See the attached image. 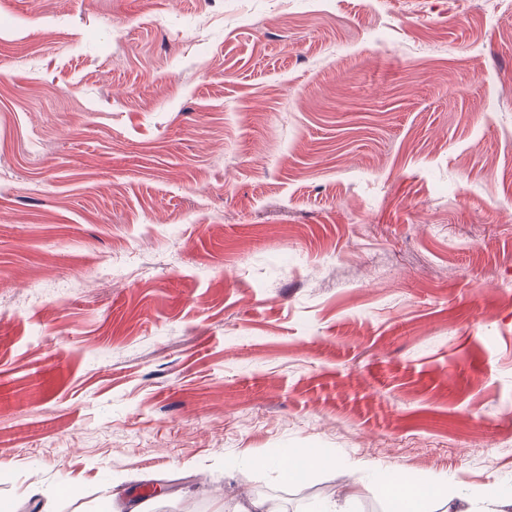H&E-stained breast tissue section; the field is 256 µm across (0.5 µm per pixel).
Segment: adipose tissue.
I'll return each instance as SVG.
<instances>
[{
  "label": "adipose tissue",
  "mask_w": 512,
  "mask_h": 512,
  "mask_svg": "<svg viewBox=\"0 0 512 512\" xmlns=\"http://www.w3.org/2000/svg\"><path fill=\"white\" fill-rule=\"evenodd\" d=\"M332 458L320 448H283L262 462L263 467L278 471L288 483L300 481L313 469L332 465ZM374 482L388 500L389 512H427L431 502L447 500V483L423 479L417 482L402 473L381 472Z\"/></svg>",
  "instance_id": "1"
}]
</instances>
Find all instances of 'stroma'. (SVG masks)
Segmentation results:
<instances>
[{"label":"stroma","instance_id":"35a3bbf8","mask_svg":"<svg viewBox=\"0 0 512 512\" xmlns=\"http://www.w3.org/2000/svg\"><path fill=\"white\" fill-rule=\"evenodd\" d=\"M510 208L512 0H0V500L512 487ZM256 465L274 469L282 480L295 483L312 469L333 465V460L320 448H282L272 457L257 460Z\"/></svg>","mask_w":512,"mask_h":512}]
</instances>
